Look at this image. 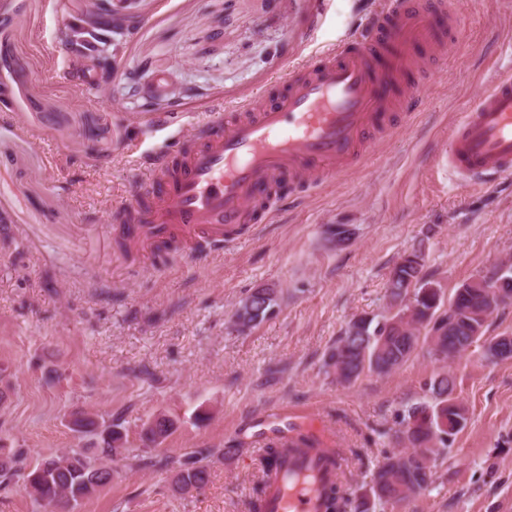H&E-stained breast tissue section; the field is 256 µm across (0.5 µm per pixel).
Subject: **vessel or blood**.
<instances>
[{"label":"vessel or blood","mask_w":512,"mask_h":512,"mask_svg":"<svg viewBox=\"0 0 512 512\" xmlns=\"http://www.w3.org/2000/svg\"><path fill=\"white\" fill-rule=\"evenodd\" d=\"M456 0H383L369 23L289 69L273 89L232 108L209 110L196 135L150 163L151 186L122 206L116 234L135 249L178 245L188 256L224 253L244 224L268 221L288 186L333 183L379 137L405 128L428 97V55L459 43ZM444 165L469 183L512 182V73L499 75L455 124ZM287 452L265 497V512H324L338 484L342 449L328 430L313 447ZM332 455L327 466L324 455Z\"/></svg>","instance_id":"vessel-or-blood-1"}]
</instances>
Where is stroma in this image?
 Returning a JSON list of instances; mask_svg holds the SVG:
<instances>
[{
  "label": "stroma",
  "instance_id": "stroma-1",
  "mask_svg": "<svg viewBox=\"0 0 512 512\" xmlns=\"http://www.w3.org/2000/svg\"><path fill=\"white\" fill-rule=\"evenodd\" d=\"M382 2L331 0L320 18L309 0H122L116 13L132 31L76 51L62 34L94 0H0V446L31 460L90 447L70 429L79 412L118 424L129 448L155 416L174 422L141 463H114L111 483L75 512H249L263 455L252 435L271 428L273 405L299 432L328 423L344 450L342 492L354 497L443 369L468 422L437 456L433 484L372 512H512V359L488 361L477 343L441 363L422 347L390 373L345 385L326 367L353 316L386 314L403 254L422 251L447 294L512 260V187H471L442 166L461 113L512 72V0H458L465 46L412 126L245 229L226 254H127L109 227L149 184L146 156L205 111L251 99ZM79 69L90 82L75 79ZM333 224L352 225L353 241L331 245ZM261 285L276 288L278 312L238 332L234 310ZM199 448L220 451L209 481L180 493L161 461Z\"/></svg>",
  "mask_w": 512,
  "mask_h": 512
}]
</instances>
